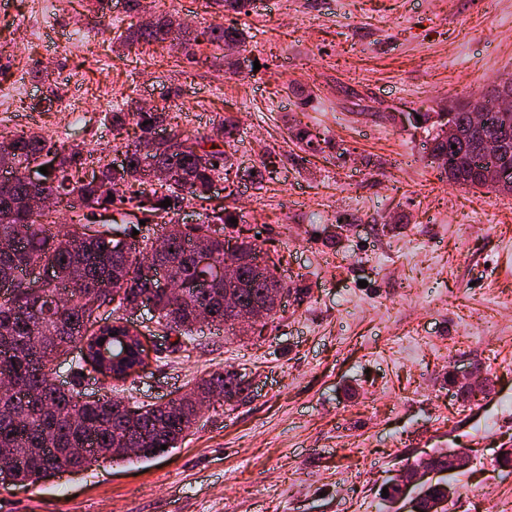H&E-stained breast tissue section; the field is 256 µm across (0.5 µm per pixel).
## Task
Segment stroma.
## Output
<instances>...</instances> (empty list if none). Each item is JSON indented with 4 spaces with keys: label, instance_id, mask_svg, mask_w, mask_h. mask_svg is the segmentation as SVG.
I'll use <instances>...</instances> for the list:
<instances>
[{
    "label": "stroma",
    "instance_id": "1",
    "mask_svg": "<svg viewBox=\"0 0 512 512\" xmlns=\"http://www.w3.org/2000/svg\"><path fill=\"white\" fill-rule=\"evenodd\" d=\"M55 2L0 0V132L117 165L140 131L105 121L116 103L203 144L231 125L228 177L174 219L237 212L226 237L258 242L287 293L244 337L184 340L141 311L148 368L114 390L86 373L85 394L160 403L233 370L247 399L214 400L154 458L0 485V512H385L386 483L439 448L468 459L443 477L448 512H512V196L448 181L408 119L512 79V0ZM171 14L177 45L125 43ZM231 22L242 46L211 44ZM455 370L490 384L461 398Z\"/></svg>",
    "mask_w": 512,
    "mask_h": 512
}]
</instances>
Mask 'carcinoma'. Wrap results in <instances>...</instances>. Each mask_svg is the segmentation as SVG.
<instances>
[{"label":"carcinoma","instance_id":"obj_1","mask_svg":"<svg viewBox=\"0 0 512 512\" xmlns=\"http://www.w3.org/2000/svg\"><path fill=\"white\" fill-rule=\"evenodd\" d=\"M176 27L175 20L164 17L151 27L138 28L129 41H173L171 33ZM209 38L221 46L242 42L243 34L232 24H219L210 28ZM456 104L457 111H441L433 117L425 114L423 121L431 122L434 163L449 180L472 188L485 176L483 156L473 155L471 140L465 135L441 138L446 126L466 130L467 100ZM107 119L114 127L129 119L145 136L163 120V114L157 109L127 112L125 106L118 105ZM487 134L506 142V152L498 161L506 159L512 164V112L501 113ZM0 139L9 142V150L0 152L1 171L39 168L44 165L43 158L54 157L48 174L41 175L42 191L56 195L71 213L70 222L58 228L56 212L35 210L28 204L31 189L26 182L0 179V373L9 372L29 391L25 401L0 391V448L13 449L20 464L16 477L27 486L47 479L52 469L91 465L66 452L89 442L110 449L114 461L147 460L153 454L140 437L126 432L118 403L110 399L86 402L78 385L67 389L56 386L50 370L39 365L36 348L43 344L61 357L72 356L73 375L79 380L86 367L100 365L101 349L112 351L111 333L126 332L125 312L135 310L144 297L153 301L155 323L167 332L193 336L201 325L197 309L203 303L215 315L212 324H224V285L205 290L192 287L196 272L191 253L196 242L203 241L215 261L224 262V225L235 214L208 215L206 221L191 227L171 217L185 199L205 198L215 178L227 170L224 151L211 150V161L202 165L195 154L200 143L175 134L152 155L165 172L154 185L141 177L135 142L125 145L126 165L121 169L102 164L98 174L83 179L80 170L93 162L89 152L66 151L35 131L0 133ZM111 180L125 183L127 193L103 195L101 185ZM166 199L171 206L164 208L161 202ZM116 203L131 205L160 220L161 236L170 251L158 258V264L172 279L186 284L184 298H171L140 278L139 255L149 250V238L139 241L127 232V244L122 248L113 238L112 228L91 223L94 211ZM37 265L51 270L52 278L42 283L41 294L36 296L26 275L28 268ZM243 275L245 286L239 299L244 303L258 299L268 287L281 286L272 268L261 280L255 279L248 266ZM108 288L125 289L127 305L103 309ZM245 390L244 380L233 372L212 374L168 403L138 404L144 409L141 428L156 432L154 447L175 448L197 423L196 402L217 391L229 392L240 400Z\"/></svg>","mask_w":512,"mask_h":512}]
</instances>
